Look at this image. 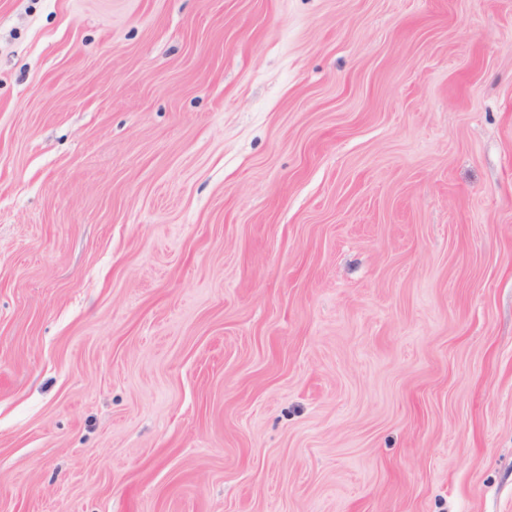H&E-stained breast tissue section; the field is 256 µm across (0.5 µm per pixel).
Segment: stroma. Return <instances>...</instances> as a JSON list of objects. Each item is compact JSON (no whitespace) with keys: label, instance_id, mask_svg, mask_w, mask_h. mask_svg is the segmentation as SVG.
<instances>
[{"label":"stroma","instance_id":"stroma-1","mask_svg":"<svg viewBox=\"0 0 512 512\" xmlns=\"http://www.w3.org/2000/svg\"><path fill=\"white\" fill-rule=\"evenodd\" d=\"M0 512H512V0H0Z\"/></svg>","mask_w":512,"mask_h":512}]
</instances>
